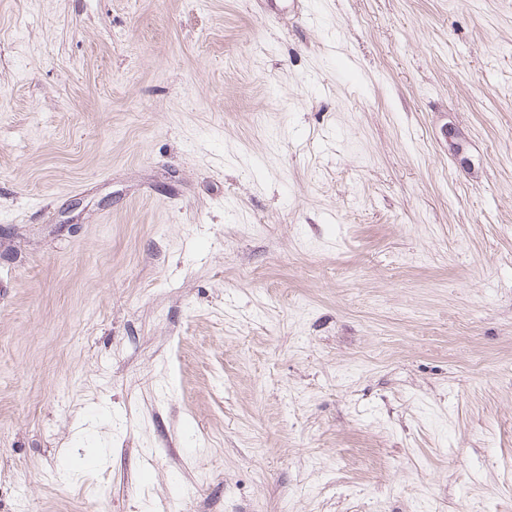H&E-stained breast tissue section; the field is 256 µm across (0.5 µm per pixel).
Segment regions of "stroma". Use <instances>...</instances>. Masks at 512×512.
I'll list each match as a JSON object with an SVG mask.
<instances>
[{"mask_svg": "<svg viewBox=\"0 0 512 512\" xmlns=\"http://www.w3.org/2000/svg\"><path fill=\"white\" fill-rule=\"evenodd\" d=\"M96 498L512 512V0H0V512Z\"/></svg>", "mask_w": 512, "mask_h": 512, "instance_id": "obj_1", "label": "stroma"}]
</instances>
